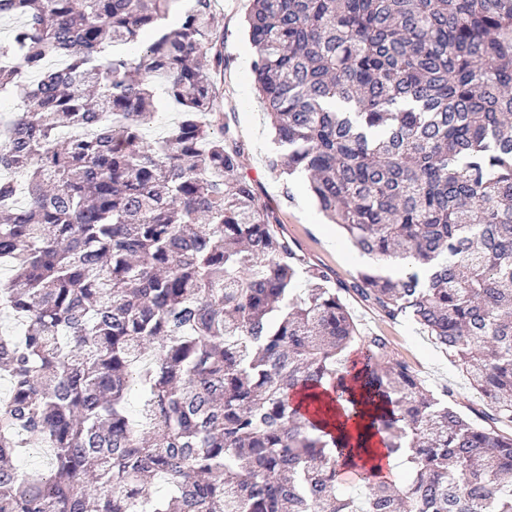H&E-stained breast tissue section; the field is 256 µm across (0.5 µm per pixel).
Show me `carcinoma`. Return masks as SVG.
<instances>
[{
	"label": "carcinoma",
	"instance_id": "cac0c4a2",
	"mask_svg": "<svg viewBox=\"0 0 512 512\" xmlns=\"http://www.w3.org/2000/svg\"><path fill=\"white\" fill-rule=\"evenodd\" d=\"M177 2L0 0V90H24L0 124V512H512V0H251L269 168L375 259L350 284L278 230L224 124L214 0L170 25ZM161 94L180 119L149 141ZM350 291L447 350L491 424L361 335ZM358 395L409 449L398 482L355 464L362 498L325 439Z\"/></svg>",
	"mask_w": 512,
	"mask_h": 512
}]
</instances>
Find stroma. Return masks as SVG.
Returning <instances> with one entry per match:
<instances>
[{"mask_svg":"<svg viewBox=\"0 0 512 512\" xmlns=\"http://www.w3.org/2000/svg\"><path fill=\"white\" fill-rule=\"evenodd\" d=\"M248 4L249 0H216L210 18L212 29L224 38L226 63L217 76L224 121L244 145L246 171L275 210L285 234L298 243L307 261L323 267L335 279L351 280L360 270L350 260L353 248L344 236H327L329 222L310 194L305 176L285 178L268 167L275 149L270 123L254 89L252 68L242 63L243 55L253 52L246 33ZM346 303L361 334L386 337L389 356L406 360L434 395L449 389L460 410L482 409L466 375L418 325L409 320L388 321L353 294L347 295Z\"/></svg>","mask_w":512,"mask_h":512,"instance_id":"1","label":"stroma"}]
</instances>
